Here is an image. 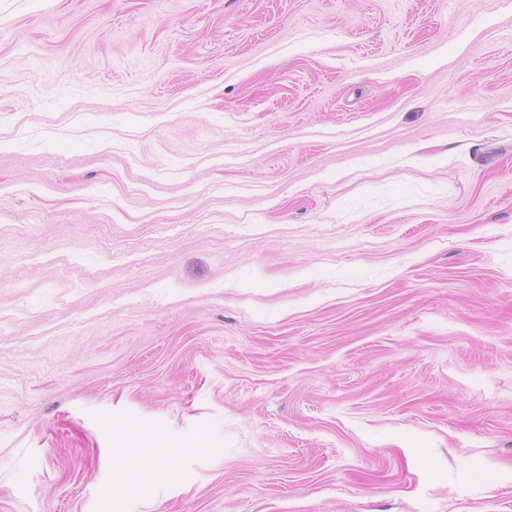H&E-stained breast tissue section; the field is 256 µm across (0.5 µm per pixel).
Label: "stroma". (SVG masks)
I'll return each mask as SVG.
<instances>
[{
  "instance_id": "35a3bbf8",
  "label": "stroma",
  "mask_w": 512,
  "mask_h": 512,
  "mask_svg": "<svg viewBox=\"0 0 512 512\" xmlns=\"http://www.w3.org/2000/svg\"><path fill=\"white\" fill-rule=\"evenodd\" d=\"M0 512H512V0H0Z\"/></svg>"
}]
</instances>
